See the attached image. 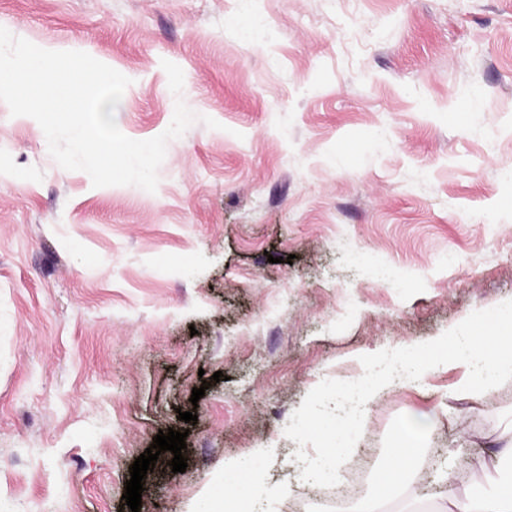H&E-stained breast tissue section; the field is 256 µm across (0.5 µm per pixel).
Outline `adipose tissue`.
<instances>
[{
  "label": "adipose tissue",
  "mask_w": 512,
  "mask_h": 512,
  "mask_svg": "<svg viewBox=\"0 0 512 512\" xmlns=\"http://www.w3.org/2000/svg\"><path fill=\"white\" fill-rule=\"evenodd\" d=\"M434 423V412L407 411L403 448L379 465L373 492L358 500L355 512H383L387 500L407 492V475L416 462V443ZM489 446L472 474L476 491L461 490L453 473L440 471L445 491L433 512H512V421L503 425L501 436ZM274 453L273 446L263 444L247 456L225 459L212 486L203 490L199 505L190 512H272L278 492L263 482L257 466Z\"/></svg>",
  "instance_id": "ef3b65f1"
}]
</instances>
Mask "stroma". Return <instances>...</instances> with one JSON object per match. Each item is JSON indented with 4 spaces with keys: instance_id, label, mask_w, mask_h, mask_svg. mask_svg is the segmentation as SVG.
Segmentation results:
<instances>
[{
    "instance_id": "35a3bbf8",
    "label": "stroma",
    "mask_w": 512,
    "mask_h": 512,
    "mask_svg": "<svg viewBox=\"0 0 512 512\" xmlns=\"http://www.w3.org/2000/svg\"><path fill=\"white\" fill-rule=\"evenodd\" d=\"M0 26L130 78L129 138L179 98L219 123L169 141L156 192L96 188L0 102V512H131L167 429L188 467L160 454L140 512H188L263 442L277 512H331L284 434L307 393L512 299V0H0ZM459 376L378 398L346 470L437 410L410 488L431 512L445 449L512 413V381L455 402Z\"/></svg>"
}]
</instances>
